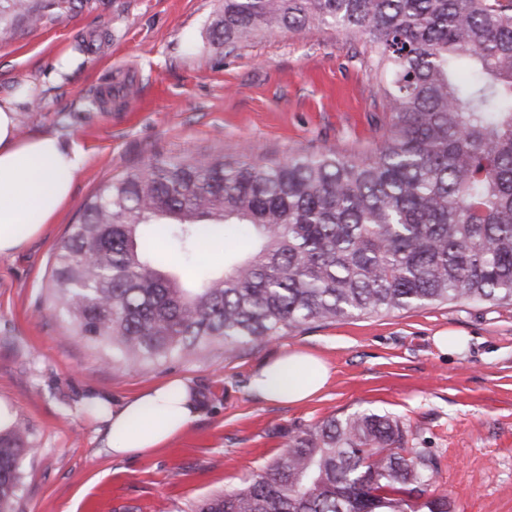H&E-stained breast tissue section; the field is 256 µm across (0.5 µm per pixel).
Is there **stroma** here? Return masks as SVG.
<instances>
[{"label":"stroma","mask_w":512,"mask_h":512,"mask_svg":"<svg viewBox=\"0 0 512 512\" xmlns=\"http://www.w3.org/2000/svg\"><path fill=\"white\" fill-rule=\"evenodd\" d=\"M223 0H84L50 11L0 46V94L27 83L18 133H53L87 161L71 201L43 236L0 256V403L32 432L16 512H83L119 482L112 512L153 499L156 512H191L240 486L281 453L288 433L328 415L373 410L421 429L439 455L436 485L453 512H512V306L448 302L333 323L235 352L215 346L131 368L78 336L49 299L51 254L80 206L112 179L158 156L257 154L367 147L383 115L358 38L337 29L270 33L234 52L212 44ZM69 50L67 69L56 67ZM458 340L443 353L435 337ZM323 356L331 379L301 405L265 402L252 371L286 350ZM180 378L195 387L199 420L171 447L113 457L93 406L132 400Z\"/></svg>","instance_id":"35a3bbf8"}]
</instances>
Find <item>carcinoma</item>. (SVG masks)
<instances>
[{"mask_svg": "<svg viewBox=\"0 0 512 512\" xmlns=\"http://www.w3.org/2000/svg\"><path fill=\"white\" fill-rule=\"evenodd\" d=\"M53 0H0V43ZM338 27L363 43L384 119L366 149L159 156L103 186L54 247L51 298L131 367L234 352L310 323L453 301L512 303V0H224L211 41ZM224 267L192 288L158 247ZM20 421L0 430L14 512ZM440 461L391 413L334 414L194 512H451Z\"/></svg>", "mask_w": 512, "mask_h": 512, "instance_id": "carcinoma-1", "label": "carcinoma"}]
</instances>
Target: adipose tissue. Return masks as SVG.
Segmentation results:
<instances>
[{"instance_id":"obj_1","label":"adipose tissue","mask_w":512,"mask_h":512,"mask_svg":"<svg viewBox=\"0 0 512 512\" xmlns=\"http://www.w3.org/2000/svg\"><path fill=\"white\" fill-rule=\"evenodd\" d=\"M18 124L17 94L0 97V256L16 253L54 223L86 162L58 136H19ZM328 379L323 359L291 350L256 368L250 388L263 401L293 405L311 399ZM97 406L116 457L149 454L201 415L197 393L184 380L155 385L117 407L102 400Z\"/></svg>"}]
</instances>
